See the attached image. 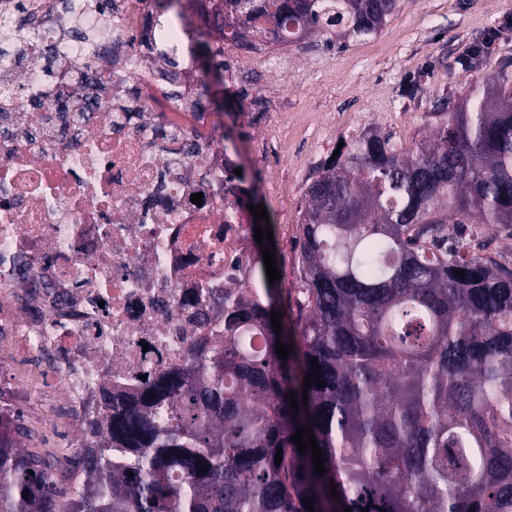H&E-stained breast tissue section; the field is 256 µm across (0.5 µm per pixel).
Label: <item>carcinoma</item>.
I'll return each mask as SVG.
<instances>
[{
    "instance_id": "carcinoma-1",
    "label": "carcinoma",
    "mask_w": 512,
    "mask_h": 512,
    "mask_svg": "<svg viewBox=\"0 0 512 512\" xmlns=\"http://www.w3.org/2000/svg\"><path fill=\"white\" fill-rule=\"evenodd\" d=\"M231 5L262 19L271 42L290 22L288 42L319 33L331 45L378 33L398 7ZM107 34L87 10L72 30L91 47ZM39 36L25 17H0V66L20 67L18 46ZM188 37L222 56L211 34ZM307 196L293 334L274 332L262 300L229 319V349L189 347L185 368L145 381L133 403L100 396L69 460L82 477L71 512H308L307 498L314 512H512V263L459 240L466 224L473 237L512 236V87L481 76L432 143L359 135ZM255 280L265 297L279 293L258 257ZM245 322L262 332V350L240 347ZM312 359L325 385L305 390ZM20 420L0 413V512H59L54 464L26 451ZM308 424L321 476L291 441Z\"/></svg>"
}]
</instances>
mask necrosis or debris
Here are the masks:
<instances>
[{
	"mask_svg": "<svg viewBox=\"0 0 512 512\" xmlns=\"http://www.w3.org/2000/svg\"><path fill=\"white\" fill-rule=\"evenodd\" d=\"M153 12V0H113L97 58L63 38L71 19L57 0H31L33 24L60 48L48 60L26 42L24 69L0 68L18 88L46 63L54 78L36 106L0 114V333L46 357L53 396L76 409L101 388L132 398L143 376L182 368L188 346L223 342L228 313L262 294L251 186L196 102L188 40L132 47ZM165 57L182 65L169 105L148 81ZM88 67L92 89L79 83ZM69 97L85 110L60 111Z\"/></svg>",
	"mask_w": 512,
	"mask_h": 512,
	"instance_id": "necrosis-or-debris-1",
	"label": "necrosis or debris"
}]
</instances>
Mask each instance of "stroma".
Returning <instances> with one entry per match:
<instances>
[{"label":"stroma","mask_w":512,"mask_h":512,"mask_svg":"<svg viewBox=\"0 0 512 512\" xmlns=\"http://www.w3.org/2000/svg\"><path fill=\"white\" fill-rule=\"evenodd\" d=\"M496 38L490 55L461 68L471 48ZM257 94L271 109L257 141L241 158L244 173L260 164L277 172L273 186L254 184L252 204L265 205L278 262L296 261L299 210L306 188L321 175L326 153L338 143L374 132L408 148L433 138L437 103H456L472 79L487 72L512 78V0H399L377 35L327 45L311 37L285 48L268 45L250 68ZM202 102L216 113L223 136L237 137L241 101L228 83L212 84ZM30 433V451L56 459L54 480L61 512H69L80 484L69 459L77 429H62L52 416L67 413L64 401L49 406L19 396Z\"/></svg>","instance_id":"stroma-1"}]
</instances>
